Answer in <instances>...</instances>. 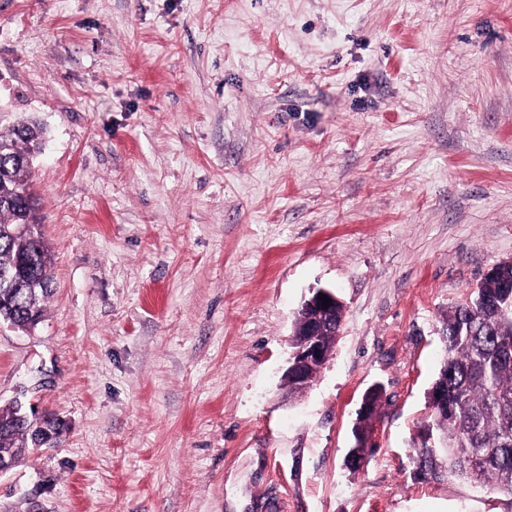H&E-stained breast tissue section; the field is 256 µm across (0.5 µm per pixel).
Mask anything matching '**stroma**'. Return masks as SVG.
I'll return each mask as SVG.
<instances>
[{
	"label": "stroma",
	"mask_w": 512,
	"mask_h": 512,
	"mask_svg": "<svg viewBox=\"0 0 512 512\" xmlns=\"http://www.w3.org/2000/svg\"><path fill=\"white\" fill-rule=\"evenodd\" d=\"M29 114L53 291L0 407L65 430L0 512H512L410 477L442 317L512 260V0H0V132ZM317 288L343 327L293 396Z\"/></svg>",
	"instance_id": "35a3bbf8"
}]
</instances>
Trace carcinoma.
Returning <instances> with one entry per match:
<instances>
[{"instance_id":"1","label":"carcinoma","mask_w":512,"mask_h":512,"mask_svg":"<svg viewBox=\"0 0 512 512\" xmlns=\"http://www.w3.org/2000/svg\"><path fill=\"white\" fill-rule=\"evenodd\" d=\"M46 129L21 119L0 133V274L22 262L26 275L0 284V319L20 328L42 320L51 295L49 246L28 199L27 157ZM26 231H19V227ZM512 262L495 265L443 318L445 359L434 384H448V412L431 419L435 447L415 448L413 479L458 477L491 494L512 497ZM30 420L10 404L0 408V448L16 460L31 454Z\"/></svg>"}]
</instances>
